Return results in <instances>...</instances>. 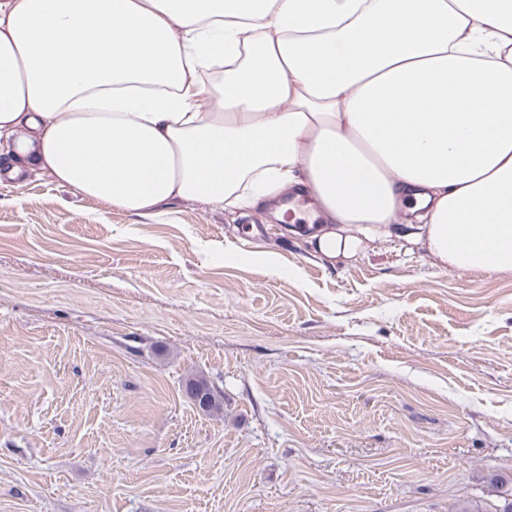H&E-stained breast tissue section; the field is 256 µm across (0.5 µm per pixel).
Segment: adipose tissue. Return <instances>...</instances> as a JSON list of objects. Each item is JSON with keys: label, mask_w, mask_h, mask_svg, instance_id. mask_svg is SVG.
Segmentation results:
<instances>
[{"label": "adipose tissue", "mask_w": 512, "mask_h": 512, "mask_svg": "<svg viewBox=\"0 0 512 512\" xmlns=\"http://www.w3.org/2000/svg\"><path fill=\"white\" fill-rule=\"evenodd\" d=\"M0 164L129 211L295 186L512 272V0H0Z\"/></svg>", "instance_id": "ef3b65f1"}]
</instances>
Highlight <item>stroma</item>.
Segmentation results:
<instances>
[{
    "label": "stroma",
    "mask_w": 512,
    "mask_h": 512,
    "mask_svg": "<svg viewBox=\"0 0 512 512\" xmlns=\"http://www.w3.org/2000/svg\"><path fill=\"white\" fill-rule=\"evenodd\" d=\"M272 212L135 213L0 176V512L496 503L512 273L441 268L401 224L329 257ZM192 375L223 411L192 404Z\"/></svg>",
    "instance_id": "obj_1"
}]
</instances>
